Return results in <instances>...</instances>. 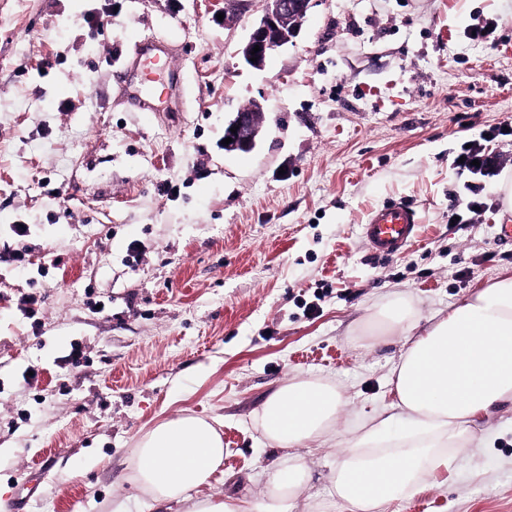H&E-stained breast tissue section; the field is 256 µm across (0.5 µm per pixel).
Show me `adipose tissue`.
Wrapping results in <instances>:
<instances>
[{"label":"adipose tissue","instance_id":"1","mask_svg":"<svg viewBox=\"0 0 512 512\" xmlns=\"http://www.w3.org/2000/svg\"><path fill=\"white\" fill-rule=\"evenodd\" d=\"M372 318L407 339L391 378L406 428L393 432L394 416L380 415L352 439L336 463L330 492L348 512H387L425 477L454 471L475 419L512 402V275L426 321L399 295L376 305ZM345 404L335 385L298 376L269 395L255 423L269 442L291 449L330 434ZM223 462L224 440L214 425L178 416L140 437L133 480L154 503H179L193 500ZM264 476L269 496L263 512H292L304 485L303 463L292 457ZM193 502V512H256L243 498Z\"/></svg>","mask_w":512,"mask_h":512}]
</instances>
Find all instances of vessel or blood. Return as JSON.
I'll list each match as a JSON object with an SVG mask.
<instances>
[{"label": "vessel or blood", "mask_w": 512, "mask_h": 512, "mask_svg": "<svg viewBox=\"0 0 512 512\" xmlns=\"http://www.w3.org/2000/svg\"><path fill=\"white\" fill-rule=\"evenodd\" d=\"M173 49L164 38L137 42L130 61L132 70L145 71L156 59H172ZM122 98L143 112L154 111V103L143 97L142 90L132 82L121 81ZM420 217L415 206L404 200H393L372 210L362 226L363 237L374 255L389 256L403 250L416 234Z\"/></svg>", "instance_id": "b4317fda"}]
</instances>
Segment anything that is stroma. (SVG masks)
<instances>
[{
	"label": "stroma",
	"instance_id": "35a3bbf8",
	"mask_svg": "<svg viewBox=\"0 0 512 512\" xmlns=\"http://www.w3.org/2000/svg\"><path fill=\"white\" fill-rule=\"evenodd\" d=\"M265 8L222 22L224 0H0V512H169L130 456L181 415L224 438L202 496L265 501L285 451L254 416L299 375L347 399L334 439L293 450L310 470L293 512H317L354 426L392 411L405 339L373 335L374 305L399 292L427 316L512 273V136L490 144L504 168L479 212L453 165L512 125V0H314L257 69L238 50ZM488 20L489 41L469 40ZM153 36L178 48L154 121L116 93ZM255 100V148L225 151V122ZM395 199L420 235L374 256L361 226ZM459 458L389 512H512L511 402Z\"/></svg>",
	"mask_w": 512,
	"mask_h": 512
}]
</instances>
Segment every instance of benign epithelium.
<instances>
[{
    "mask_svg": "<svg viewBox=\"0 0 512 512\" xmlns=\"http://www.w3.org/2000/svg\"><path fill=\"white\" fill-rule=\"evenodd\" d=\"M311 4L312 0H267L263 17L254 25L241 48L244 61L253 67L263 66L271 53L299 34ZM256 46L260 51L253 55L251 51ZM254 56L257 57L255 62L251 61ZM262 112L263 107L258 101L238 111L224 128V137L232 138V142L224 145V148L251 150L255 145ZM233 127L237 128V132H231Z\"/></svg>",
    "mask_w": 512,
    "mask_h": 512,
    "instance_id": "1",
    "label": "benign epithelium"
}]
</instances>
